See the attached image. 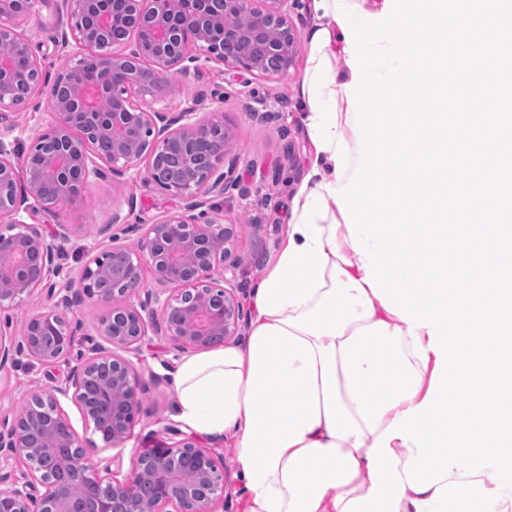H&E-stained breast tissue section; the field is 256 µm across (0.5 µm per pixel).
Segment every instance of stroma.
Here are the masks:
<instances>
[{"mask_svg": "<svg viewBox=\"0 0 512 512\" xmlns=\"http://www.w3.org/2000/svg\"><path fill=\"white\" fill-rule=\"evenodd\" d=\"M67 26L63 0H41L35 14L21 24L23 32L42 43V53L49 72L65 63L72 48L54 43ZM306 50L298 48L296 64L288 74L272 77L232 78L220 67L207 68L202 77L178 85L166 100L168 111L196 109L207 113L223 110L224 119L233 126L236 138L231 152L239 158L238 173L249 188L240 195L227 189L221 200L228 219L236 226L233 254L239 260L230 280L239 289L244 311H251L252 297L260 279L281 247L291 193L305 172L311 157L312 144L302 122L304 112L294 88L302 78ZM260 102L272 112L269 120L250 117L243 108L247 99ZM44 91H36L30 105L12 113V133L20 146L30 147L47 126L49 114ZM176 205L168 192L138 174L125 183L108 180L91 183L73 204L49 215L40 208L29 211L31 224H66L71 229L62 262L70 269L79 268L89 259L92 249H105L112 239L134 246L136 225L160 221ZM179 352L169 348L160 336L148 337L143 344L136 367L143 383L148 386L142 396L140 410L132 436L113 465L118 476H126L135 456L143 450H153L176 443V436L164 428L174 422V394L171 384L155 386L152 375H170ZM68 370L67 364L55 368L33 362L16 368L0 370V416H13L25 406L32 391L58 385Z\"/></svg>", "mask_w": 512, "mask_h": 512, "instance_id": "stroma-1", "label": "stroma"}]
</instances>
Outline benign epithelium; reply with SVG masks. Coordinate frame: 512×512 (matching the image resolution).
<instances>
[{"label": "benign epithelium", "mask_w": 512, "mask_h": 512, "mask_svg": "<svg viewBox=\"0 0 512 512\" xmlns=\"http://www.w3.org/2000/svg\"><path fill=\"white\" fill-rule=\"evenodd\" d=\"M78 60L49 77L40 44L17 21L36 0H0V40L14 54L0 61V312L35 291L51 304L24 320L20 334L0 328V370L67 358L80 319L70 310L88 298L108 308L98 335L69 367L64 384L31 395L12 418L0 417V512H215L224 500V462L186 437L141 453L119 479L116 457L93 460V442L70 425L63 402L80 411L107 448L131 436L145 391L135 363L146 336L175 351L209 349L238 334L244 318L233 289L221 286L237 267L235 225L214 199L240 185L233 127L212 113L167 111L169 87L212 63L236 75H281L293 66L303 27L297 0H64ZM244 19L240 26L228 20ZM49 88L51 116L36 145L20 154L8 113ZM112 101L101 112L97 99ZM146 164L176 207L123 244L98 252L77 270L55 265L69 240L66 224H30V203L54 213L95 179L124 182ZM223 243L217 247V243ZM156 288L145 286L142 271ZM191 473V483L181 475Z\"/></svg>", "instance_id": "7a95c632"}]
</instances>
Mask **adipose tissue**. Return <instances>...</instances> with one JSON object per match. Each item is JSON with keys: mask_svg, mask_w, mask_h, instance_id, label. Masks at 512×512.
Segmentation results:
<instances>
[{"mask_svg": "<svg viewBox=\"0 0 512 512\" xmlns=\"http://www.w3.org/2000/svg\"><path fill=\"white\" fill-rule=\"evenodd\" d=\"M310 6L296 93L315 154L293 192L286 242L256 288L245 347L183 356L174 371L183 429L234 436L245 512H341L367 495L370 447L424 400L432 376L412 351L413 340L428 344L427 328L410 336L373 295L327 193L355 171L352 76L333 66L346 45L333 0Z\"/></svg>", "mask_w": 512, "mask_h": 512, "instance_id": "1", "label": "adipose tissue"}]
</instances>
